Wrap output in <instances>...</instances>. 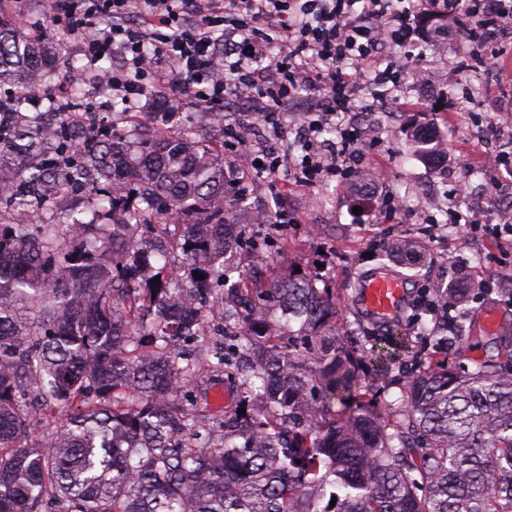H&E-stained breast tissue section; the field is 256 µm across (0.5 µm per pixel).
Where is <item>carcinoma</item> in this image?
I'll use <instances>...</instances> for the list:
<instances>
[{
  "instance_id": "obj_1",
  "label": "carcinoma",
  "mask_w": 512,
  "mask_h": 512,
  "mask_svg": "<svg viewBox=\"0 0 512 512\" xmlns=\"http://www.w3.org/2000/svg\"><path fill=\"white\" fill-rule=\"evenodd\" d=\"M51 65L0 12V86ZM30 102H0V512H512V348L462 372L430 354L373 404L336 289L245 273L275 244L227 203L259 173L193 128L87 133L51 99L48 131ZM441 143L410 132L426 160ZM62 188L83 197L58 216ZM428 289L467 357L472 287ZM38 414L58 423L34 437Z\"/></svg>"
}]
</instances>
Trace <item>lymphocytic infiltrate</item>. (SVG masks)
I'll use <instances>...</instances> for the list:
<instances>
[{"instance_id":"lymphocytic-infiltrate-1","label":"lymphocytic infiltrate","mask_w":512,"mask_h":512,"mask_svg":"<svg viewBox=\"0 0 512 512\" xmlns=\"http://www.w3.org/2000/svg\"><path fill=\"white\" fill-rule=\"evenodd\" d=\"M465 15L460 33L482 46L495 67L491 37L512 30V0H55L49 21L80 37L85 73L109 56L108 88L126 111L141 100L172 112L186 100L222 111L252 103L255 119L280 139L262 153L246 147L239 126L225 125L224 148L250 168L273 174L288 167L297 182L353 179L370 157L362 139L341 132L336 146L320 135L349 116L361 85L395 97L408 58L388 46H412L419 14ZM303 143L294 155L289 132Z\"/></svg>"}]
</instances>
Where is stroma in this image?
Here are the masks:
<instances>
[{
    "label": "stroma",
    "instance_id": "stroma-1",
    "mask_svg": "<svg viewBox=\"0 0 512 512\" xmlns=\"http://www.w3.org/2000/svg\"><path fill=\"white\" fill-rule=\"evenodd\" d=\"M444 23L457 28L466 20L438 14L417 20L419 46L430 70L428 84L403 80L396 100L364 95L366 111L351 116L371 135L375 181L381 193L353 192L334 179L303 186L283 168L232 203L240 224L251 223L255 211L265 208L287 218L283 224L258 227L275 239L279 254L277 262L263 267L261 278L270 280L296 267L319 271L336 290L344 343L366 353L387 333L403 337L402 351L391 364L393 374L403 378L416 370L414 355L430 347L426 328L431 317L418 306L423 290L428 281L451 279V265H458L469 279H489L497 285L493 293H474L468 304L474 316L490 305L503 313L499 338L476 336L474 355L495 357L504 342L512 339V243L469 239L462 225L448 221L449 208L469 212L474 198L512 191V165L489 175L481 166L468 168L462 163L463 158L484 154L477 133L486 114L512 108V40L500 42L498 67L489 70L481 63L479 46L458 39L434 40V32ZM413 125L444 130L447 157L428 163L415 156L407 136ZM461 180L469 185L465 196L424 212L421 193L426 187L448 194ZM389 196L400 200L399 210L386 205ZM403 239L416 241L423 259L405 277L401 310L387 320L373 318L361 306L360 293L351 282L383 271L382 250Z\"/></svg>",
    "mask_w": 512,
    "mask_h": 512
}]
</instances>
